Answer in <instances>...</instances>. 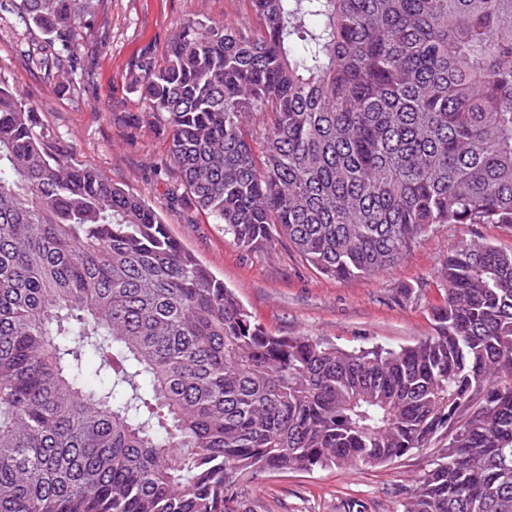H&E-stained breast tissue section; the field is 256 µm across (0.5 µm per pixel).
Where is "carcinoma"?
I'll return each instance as SVG.
<instances>
[{
    "mask_svg": "<svg viewBox=\"0 0 512 512\" xmlns=\"http://www.w3.org/2000/svg\"><path fill=\"white\" fill-rule=\"evenodd\" d=\"M249 3L256 24L190 19L134 73L157 170L224 234L351 280L439 224L512 226V0ZM89 9L0 0L68 88ZM443 279L413 346L273 335L0 80V512H235L247 475L448 429L403 512H512V249L456 248Z\"/></svg>",
    "mask_w": 512,
    "mask_h": 512,
    "instance_id": "carcinoma-1",
    "label": "carcinoma"
}]
</instances>
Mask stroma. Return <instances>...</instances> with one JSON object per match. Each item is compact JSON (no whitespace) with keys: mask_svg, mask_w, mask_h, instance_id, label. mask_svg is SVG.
<instances>
[{"mask_svg":"<svg viewBox=\"0 0 512 512\" xmlns=\"http://www.w3.org/2000/svg\"><path fill=\"white\" fill-rule=\"evenodd\" d=\"M247 0H95V14L77 36L92 57L79 88L56 90L32 65L36 34L19 17L0 15V78L33 105L45 127L82 164L142 196L160 211L171 234L223 280L253 319L278 336L307 335L338 347L398 348L434 332L445 291L440 269L448 252L473 240L512 247L501 224H444L419 239L384 272L352 281L317 273L288 243L247 251L223 225L198 211L175 179L159 174L168 132L138 122L142 105L131 83L144 52L162 55L187 21L208 17L243 22ZM438 445L412 450L380 467H317L260 473L242 481L236 512H402L414 480Z\"/></svg>","mask_w":512,"mask_h":512,"instance_id":"35a3bbf8","label":"stroma"}]
</instances>
